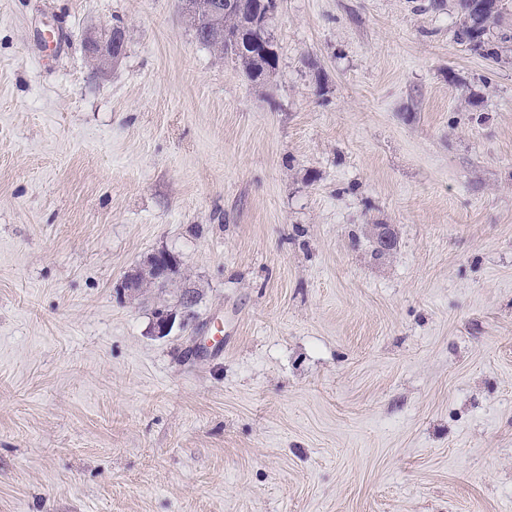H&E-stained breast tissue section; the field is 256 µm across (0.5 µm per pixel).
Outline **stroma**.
Masks as SVG:
<instances>
[{
    "instance_id": "1",
    "label": "stroma",
    "mask_w": 512,
    "mask_h": 512,
    "mask_svg": "<svg viewBox=\"0 0 512 512\" xmlns=\"http://www.w3.org/2000/svg\"><path fill=\"white\" fill-rule=\"evenodd\" d=\"M428 2L278 0L256 83L0 0V512H512V43ZM90 58L99 67L119 58L122 44L112 29L103 36H89L86 41ZM181 272L180 257L170 251L154 253L149 260L147 273L127 278L122 288H143L144 283H165L176 280ZM150 283V284H152Z\"/></svg>"
}]
</instances>
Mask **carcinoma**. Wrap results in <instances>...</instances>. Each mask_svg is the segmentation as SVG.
Segmentation results:
<instances>
[{
    "label": "carcinoma",
    "mask_w": 512,
    "mask_h": 512,
    "mask_svg": "<svg viewBox=\"0 0 512 512\" xmlns=\"http://www.w3.org/2000/svg\"><path fill=\"white\" fill-rule=\"evenodd\" d=\"M221 2L224 3V16L205 27L200 36L211 39L212 46L231 56L252 80L263 79L275 68L277 58L251 53L244 41L238 40L244 19L236 9V0ZM456 6L463 17L455 33L456 40L489 59L499 60V45L512 42V33L500 29L502 0H456Z\"/></svg>",
    "instance_id": "carcinoma-1"
}]
</instances>
